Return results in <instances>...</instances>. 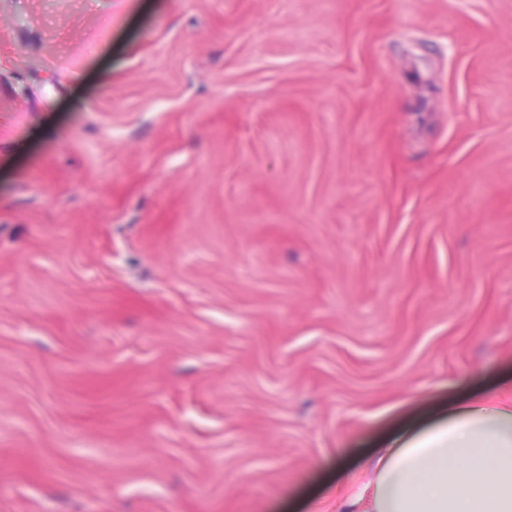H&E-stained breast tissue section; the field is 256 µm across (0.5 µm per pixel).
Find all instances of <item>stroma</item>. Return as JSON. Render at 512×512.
Wrapping results in <instances>:
<instances>
[{
  "label": "stroma",
  "mask_w": 512,
  "mask_h": 512,
  "mask_svg": "<svg viewBox=\"0 0 512 512\" xmlns=\"http://www.w3.org/2000/svg\"><path fill=\"white\" fill-rule=\"evenodd\" d=\"M512 391V0H0V512H337Z\"/></svg>",
  "instance_id": "obj_1"
}]
</instances>
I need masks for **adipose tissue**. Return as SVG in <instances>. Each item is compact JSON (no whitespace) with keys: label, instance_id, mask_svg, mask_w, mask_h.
Returning <instances> with one entry per match:
<instances>
[{"label":"adipose tissue","instance_id":"1","mask_svg":"<svg viewBox=\"0 0 512 512\" xmlns=\"http://www.w3.org/2000/svg\"><path fill=\"white\" fill-rule=\"evenodd\" d=\"M356 512H512V399L469 400L365 460Z\"/></svg>","mask_w":512,"mask_h":512}]
</instances>
